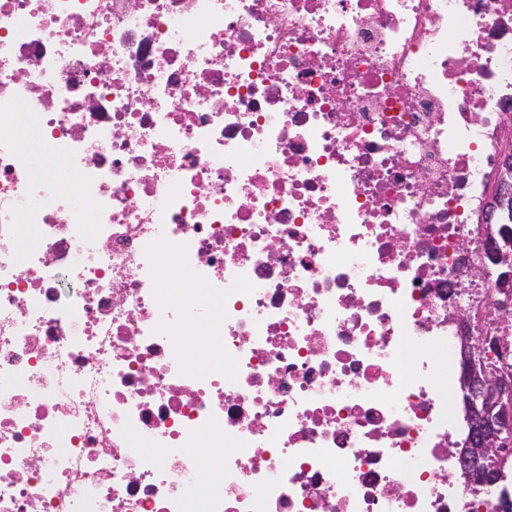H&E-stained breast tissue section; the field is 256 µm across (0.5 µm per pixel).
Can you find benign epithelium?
<instances>
[{"instance_id": "7a95c632", "label": "benign epithelium", "mask_w": 512, "mask_h": 512, "mask_svg": "<svg viewBox=\"0 0 512 512\" xmlns=\"http://www.w3.org/2000/svg\"><path fill=\"white\" fill-rule=\"evenodd\" d=\"M456 321L464 363L459 386L469 433L454 443L452 453L460 459L464 486L473 491L480 486V478L494 473L502 454L501 436L512 428V375L481 364L486 342L475 334L472 312L457 313Z\"/></svg>"}]
</instances>
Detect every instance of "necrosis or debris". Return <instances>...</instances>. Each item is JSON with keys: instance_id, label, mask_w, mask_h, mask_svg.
Returning a JSON list of instances; mask_svg holds the SVG:
<instances>
[{"instance_id": "1", "label": "necrosis or debris", "mask_w": 512, "mask_h": 512, "mask_svg": "<svg viewBox=\"0 0 512 512\" xmlns=\"http://www.w3.org/2000/svg\"><path fill=\"white\" fill-rule=\"evenodd\" d=\"M508 129L512 0H0V512H472ZM473 313L462 311L456 314L459 327L457 340L463 354V372L459 378H452L449 383V398L460 423H463V407L469 425L467 437L454 443L452 453L461 462L460 477L464 479L466 489L475 491L480 486L479 479L492 475L488 485L500 479L501 463L512 460V439L503 459L495 461L502 454L504 431L512 428V377L510 373L486 368L481 364L480 356L486 347L482 336L475 334ZM459 386L462 403L459 397ZM463 404V406H462ZM502 461V462H501Z\"/></svg>"}]
</instances>
